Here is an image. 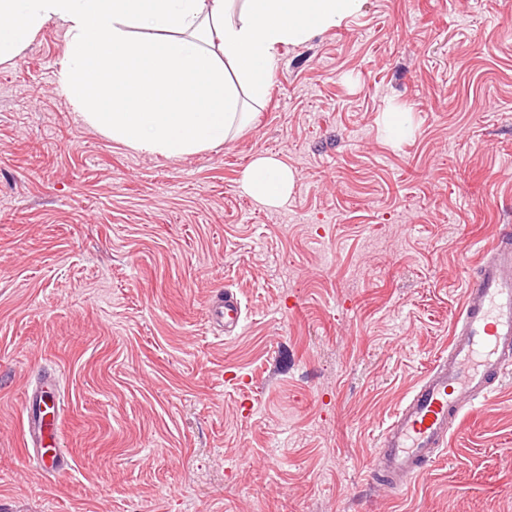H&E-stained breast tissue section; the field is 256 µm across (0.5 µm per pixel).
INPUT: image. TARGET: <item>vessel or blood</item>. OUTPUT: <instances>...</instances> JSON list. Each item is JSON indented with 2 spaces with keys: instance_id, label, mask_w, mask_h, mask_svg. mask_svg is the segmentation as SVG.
I'll list each match as a JSON object with an SVG mask.
<instances>
[{
  "instance_id": "1",
  "label": "vessel or blood",
  "mask_w": 512,
  "mask_h": 512,
  "mask_svg": "<svg viewBox=\"0 0 512 512\" xmlns=\"http://www.w3.org/2000/svg\"><path fill=\"white\" fill-rule=\"evenodd\" d=\"M240 300L225 293L212 316L225 333L242 320ZM512 373V235L487 246L469 281L451 328L448 353L435 361L383 428L372 479L401 490L443 452L453 425L487 401ZM58 404L32 416L27 432L37 467L47 476L68 472L72 459L57 446Z\"/></svg>"
}]
</instances>
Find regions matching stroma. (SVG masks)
Instances as JSON below:
<instances>
[{"label": "stroma", "instance_id": "35a3bbf8", "mask_svg": "<svg viewBox=\"0 0 512 512\" xmlns=\"http://www.w3.org/2000/svg\"><path fill=\"white\" fill-rule=\"evenodd\" d=\"M65 50L51 22L0 63V512H512V376L407 488L369 480L512 227V0H364L184 157L86 124ZM259 155L293 171L285 204L241 190ZM55 372L73 462L47 477L23 405ZM243 310L240 300L231 292H225L212 306V316L216 324L224 327L225 334L233 333L242 320Z\"/></svg>", "mask_w": 512, "mask_h": 512}]
</instances>
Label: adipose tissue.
<instances>
[{
  "label": "adipose tissue",
  "mask_w": 512,
  "mask_h": 512,
  "mask_svg": "<svg viewBox=\"0 0 512 512\" xmlns=\"http://www.w3.org/2000/svg\"><path fill=\"white\" fill-rule=\"evenodd\" d=\"M362 0H0V63L50 21L66 51L57 91L82 120L144 155L212 149L247 124L239 90L262 101L282 46L306 41L357 13ZM162 33L159 41L135 37ZM242 190L278 205L293 172L271 156L242 172Z\"/></svg>",
  "instance_id": "adipose-tissue-1"
}]
</instances>
